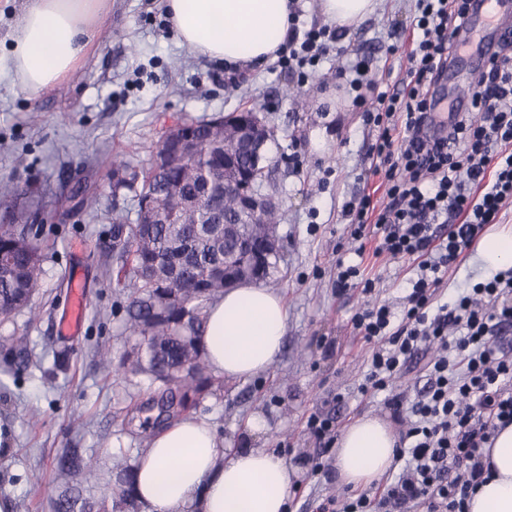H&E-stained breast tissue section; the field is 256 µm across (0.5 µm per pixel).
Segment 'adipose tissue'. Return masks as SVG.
I'll use <instances>...</instances> for the list:
<instances>
[{
  "label": "adipose tissue",
  "mask_w": 512,
  "mask_h": 512,
  "mask_svg": "<svg viewBox=\"0 0 512 512\" xmlns=\"http://www.w3.org/2000/svg\"><path fill=\"white\" fill-rule=\"evenodd\" d=\"M106 0H24L14 30L11 68L20 89L35 95L61 84L93 44ZM179 39L227 64L263 65L288 31L289 0H165ZM281 296L245 283L208 310L203 345L212 372L246 379L268 370L284 344ZM396 435L381 419L363 417L336 441V477L364 488L394 463ZM493 478L467 512H512V424L491 448ZM143 512H288L291 470L274 450L225 448L210 423L186 417L154 435L138 462Z\"/></svg>",
  "instance_id": "ef3b65f1"
}]
</instances>
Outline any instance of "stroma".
<instances>
[{"mask_svg":"<svg viewBox=\"0 0 512 512\" xmlns=\"http://www.w3.org/2000/svg\"><path fill=\"white\" fill-rule=\"evenodd\" d=\"M19 6L0 0V176L24 189L17 204L37 213L46 246L32 309L0 322V496L13 499L15 512H54L63 489L57 460L69 451L94 462L96 476L86 484L93 499L110 495L116 461L137 464L162 427L154 387L118 374L98 355L105 347L116 359L129 346L127 299L110 272L111 217L135 213L140 188H113L112 159L145 169L146 145L172 122L252 108L276 139L263 190L276 202L284 243L269 288L287 307L286 337L269 370L225 381L223 393L205 396L193 414L216 428L225 447L280 450L295 470L293 512H313L314 498L339 484L308 478L320 448L302 419L318 409L345 425L389 417L381 398L359 392L369 349L351 318L365 299L356 290L337 294L336 261L359 263L376 282L374 302L396 313L416 274L409 260L374 256L371 241L356 257L348 234L345 203L379 180L364 176L375 132L336 87L346 57L329 55L305 86L272 64L253 67L234 90L224 84L223 64L177 39L163 0H109L82 66L61 86L30 96L10 69ZM414 15V0H378L371 15L343 28V41L371 54L374 72H402L405 51L391 56L386 48L408 40ZM88 178L100 185L91 209L75 197ZM492 275L470 249L449 271L441 299L455 301ZM72 282L82 288L83 313L76 337L66 339L59 322ZM13 335L26 336L30 359L16 373L4 362ZM337 392L344 404L333 402ZM256 413L265 427L253 433L247 421Z\"/></svg>","mask_w":512,"mask_h":512,"instance_id":"1","label":"stroma"}]
</instances>
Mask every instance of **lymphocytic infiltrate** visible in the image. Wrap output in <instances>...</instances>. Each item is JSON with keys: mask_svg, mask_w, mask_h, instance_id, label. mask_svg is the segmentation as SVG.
<instances>
[{"mask_svg": "<svg viewBox=\"0 0 512 512\" xmlns=\"http://www.w3.org/2000/svg\"><path fill=\"white\" fill-rule=\"evenodd\" d=\"M468 0H416L413 48L405 75L371 76L368 56L336 72L377 134L367 151L370 175L382 176L385 205L370 192L347 204L354 240L376 232V253L417 263L400 321L387 305L359 309L351 321L371 350L362 395L382 396L400 427L401 468L369 490L343 489L318 501L315 512H466L469 497L491 476L486 450L512 423V357L488 334L512 320V270L499 272L454 303L439 296L486 225L512 205V38L488 60L470 107L457 112L449 134L421 133L435 100L430 88L448 66ZM344 54L337 30L290 25L277 50L280 67L307 83L310 68L330 52ZM429 349L430 378L414 399L393 380ZM462 475L450 476L451 466Z\"/></svg>", "mask_w": 512, "mask_h": 512, "instance_id": "1", "label": "lymphocytic infiltrate"}]
</instances>
